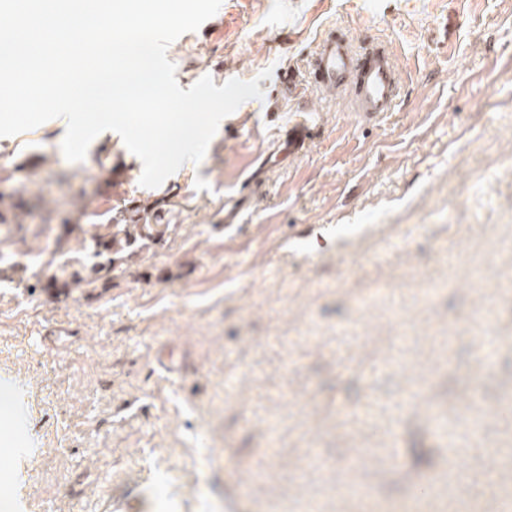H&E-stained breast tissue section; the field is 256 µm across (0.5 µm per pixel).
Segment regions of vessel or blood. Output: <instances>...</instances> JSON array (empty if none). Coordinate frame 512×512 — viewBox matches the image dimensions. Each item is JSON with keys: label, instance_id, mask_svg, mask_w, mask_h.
Listing matches in <instances>:
<instances>
[{"label": "vessel or blood", "instance_id": "1", "mask_svg": "<svg viewBox=\"0 0 512 512\" xmlns=\"http://www.w3.org/2000/svg\"><path fill=\"white\" fill-rule=\"evenodd\" d=\"M311 76L320 89L342 94L363 120L382 119L397 108L400 71L387 43L360 49L343 30L329 28L315 46Z\"/></svg>", "mask_w": 512, "mask_h": 512}]
</instances>
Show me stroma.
I'll use <instances>...</instances> for the list:
<instances>
[{"label": "stroma", "instance_id": "1", "mask_svg": "<svg viewBox=\"0 0 512 512\" xmlns=\"http://www.w3.org/2000/svg\"><path fill=\"white\" fill-rule=\"evenodd\" d=\"M336 23L398 61L400 100L379 123L307 79ZM167 57L181 88L254 79L263 96L159 187L140 185L117 135L80 163L62 154L61 118L0 137V209L20 204L22 219L0 224V512H500L512 0H223ZM300 115L317 132L292 155ZM131 202L160 206L170 231L134 249L111 288L63 301L33 288L31 274L58 271L43 249L62 215L87 239ZM305 224L335 225V247L296 254L286 240ZM400 236L408 247L389 248ZM427 282L438 290L423 300ZM487 332L502 340L490 369ZM439 414L465 449L452 470ZM411 448L440 458L428 490L395 466Z\"/></svg>", "mask_w": 512, "mask_h": 512}]
</instances>
